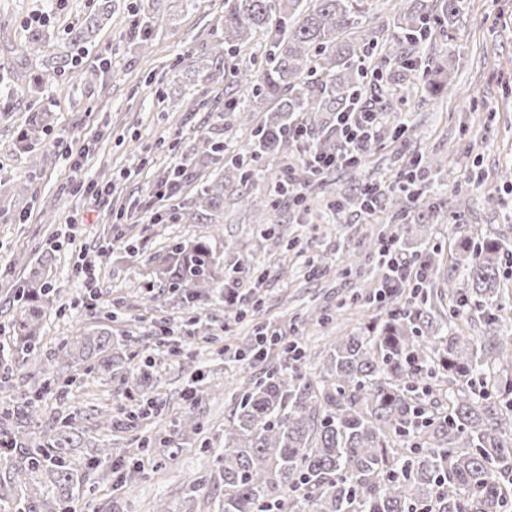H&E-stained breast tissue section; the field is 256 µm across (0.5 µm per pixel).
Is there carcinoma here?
Wrapping results in <instances>:
<instances>
[{
    "instance_id": "obj_1",
    "label": "carcinoma",
    "mask_w": 512,
    "mask_h": 512,
    "mask_svg": "<svg viewBox=\"0 0 512 512\" xmlns=\"http://www.w3.org/2000/svg\"><path fill=\"white\" fill-rule=\"evenodd\" d=\"M367 0H224V39L211 49V63L230 52L239 101L224 115V132L207 139L197 157L212 169L197 184L192 199L173 209V219L210 224L223 230L224 194L233 204L273 213L277 191L265 187L262 160L284 158L300 147L293 131L302 126L317 133L315 146L328 151L337 144L339 115L351 109L362 90L364 70L387 66V82L406 89L410 73L434 31L445 33L462 0H398V7L371 29L368 53L353 28L367 14ZM112 15V0L70 34L56 65L73 62L71 49L87 44L101 22ZM159 27L145 17L133 39L146 51L150 33ZM264 44L265 65H249L253 49ZM446 64L431 61L421 82L430 93L453 90ZM240 131V147L224 135ZM448 160H418L408 169L412 184L380 191L379 203L399 215L419 205L430 220L448 218L435 188L433 172ZM406 172V173H408ZM401 173V176H406ZM294 181L310 197L323 181L297 165ZM456 238L449 263L439 251L416 256L426 279L441 282L435 293L448 319L435 325L431 310L400 312L399 295L379 308L370 328L334 336L317 378L301 372L309 352L288 355V347L268 361L264 379L240 384L233 427L224 435V497L214 512H509L512 509V344L504 337L501 314L508 288L503 260L509 243L477 226L454 225ZM54 255L45 249L36 266L20 280L13 344L22 363L39 372V384L3 402V438L22 461L0 476L3 512H69L70 490L85 477L74 469L77 415L63 411L36 435L24 426L41 425V394L68 393L71 382L53 376L61 361L89 363L87 378L112 372V326L78 330L46 352L41 348L44 308L56 292L46 276ZM155 280L185 299L206 295L229 300L238 285L235 271L224 270V254L215 236L171 240L146 257ZM121 380L140 392L133 422L154 408L136 379ZM111 449L97 448L98 473L110 476ZM204 485L187 483L184 512H195Z\"/></svg>"
}]
</instances>
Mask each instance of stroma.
Listing matches in <instances>:
<instances>
[{
  "mask_svg": "<svg viewBox=\"0 0 512 512\" xmlns=\"http://www.w3.org/2000/svg\"><path fill=\"white\" fill-rule=\"evenodd\" d=\"M98 5L99 0H0V102L5 105L0 112V325L8 326L16 313L13 283L48 241H58L49 278L60 296L47 309L44 350L73 337L77 328L110 322L113 308L121 307L133 336L113 348L112 366L136 369L141 387L160 402L162 414L134 427L104 428L95 411L123 402V386L116 379H87L85 365L61 363L55 374L72 379L73 385L67 402L53 393L44 396L43 423H51L63 408L78 414L82 443L71 453L78 465L97 446L111 449L113 462L126 465L137 456L140 438L171 435L180 443L166 449L161 460H145L134 482L120 490L89 472L73 500V512H154L159 500L166 501L169 512H182L183 484L189 478L205 484L207 499L199 507L208 512L210 500L224 495L213 468L224 432L232 427L239 383L261 377L264 370L234 359L235 351L248 344L253 324L229 320L225 304L206 298L182 305L165 288L157 291L159 306L146 308L137 285L151 278L144 259L160 248L163 238L189 240L208 231L204 224H153L167 203L153 196L152 187L175 160L191 156L201 135H214L220 123L231 80L198 76L197 64L207 61L210 44L224 32V0H196L191 7L185 0H114L111 19L103 21L92 44L79 49L74 70H54V58L71 30ZM154 11L161 27L143 52L133 46L131 24ZM35 31L44 37L43 51L19 64L20 47ZM430 53L447 59L453 94L433 95L417 85L403 101L382 99L386 122L366 156L365 172L393 180L414 153L426 158L451 153L454 163L435 180L448 202L462 192L469 204L460 220L431 225L426 232L416 227L401 250L406 258L427 246L447 249L457 222L512 237V186L503 187L494 176L500 167H512V0H463L447 40L437 41ZM33 112L41 114L42 123L31 154L20 138ZM81 147L89 159L71 168L67 154ZM82 182L110 188L95 211H88L77 190ZM490 194L495 202L488 205L484 198ZM127 197L141 205L129 219L135 227L130 249L115 241L113 222ZM79 211L85 224L75 243L65 244V223ZM46 212L53 223H43ZM296 218L284 203L273 216L225 204L224 263L246 268L273 258L275 238L282 234L297 238L306 256L327 258L330 269L324 276L310 275L303 258L284 270L271 268L261 316L281 334L304 332L311 354L305 372L310 375L319 372L327 356V334L314 327L301 329L295 314L305 312L309 298L332 309L362 290V281L344 274L339 261L363 253L371 225H387L394 218L380 209L368 225L352 208L330 224H300ZM108 241L114 244L110 257L99 256V247ZM81 256L92 261L101 289L100 306L93 311L74 306L78 285L72 270ZM164 317L180 327L200 319L217 341L195 339L192 363L175 357L143 365L136 353L158 334ZM191 410L200 427L196 433L182 425Z\"/></svg>",
  "mask_w": 512,
  "mask_h": 512,
  "instance_id": "obj_1",
  "label": "stroma"
}]
</instances>
